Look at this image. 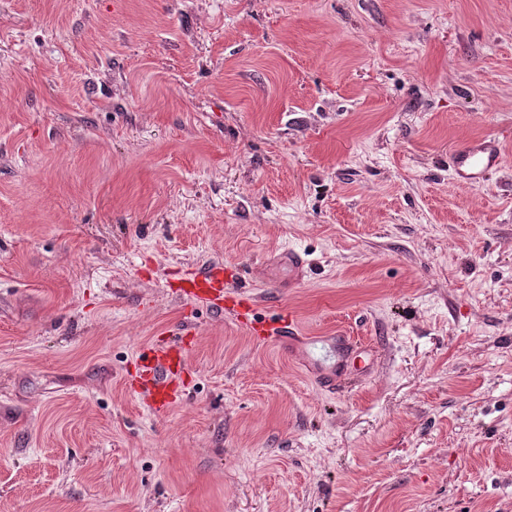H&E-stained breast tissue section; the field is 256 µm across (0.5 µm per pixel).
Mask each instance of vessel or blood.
Instances as JSON below:
<instances>
[{
    "label": "vessel or blood",
    "mask_w": 512,
    "mask_h": 512,
    "mask_svg": "<svg viewBox=\"0 0 512 512\" xmlns=\"http://www.w3.org/2000/svg\"><path fill=\"white\" fill-rule=\"evenodd\" d=\"M504 161L497 141L476 137L454 149L452 168L458 182L482 185ZM180 295L214 313L233 320L258 341L279 344L296 334L292 316L274 312L260 316L255 298L239 276L209 265L186 270L179 279ZM189 343H154L138 358L125 379L128 390L157 414L166 413L182 395L189 376Z\"/></svg>",
    "instance_id": "obj_1"
}]
</instances>
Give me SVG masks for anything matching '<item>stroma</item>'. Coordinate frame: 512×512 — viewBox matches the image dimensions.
Returning a JSON list of instances; mask_svg holds the SVG:
<instances>
[{"mask_svg":"<svg viewBox=\"0 0 512 512\" xmlns=\"http://www.w3.org/2000/svg\"><path fill=\"white\" fill-rule=\"evenodd\" d=\"M209 264L296 338L177 297ZM0 512H512V0H0ZM503 161L498 142L484 137L473 138L452 153L455 178L467 186L482 185L486 176L498 169ZM190 343H154L126 376L128 390L155 414H164L182 395L189 376ZM339 369L340 366L336 367V369H319L314 377V382L318 389L324 392H334L336 391V385L348 380L347 369L343 368L338 372Z\"/></svg>","mask_w":512,"mask_h":512,"instance_id":"35a3bbf8","label":"stroma"}]
</instances>
